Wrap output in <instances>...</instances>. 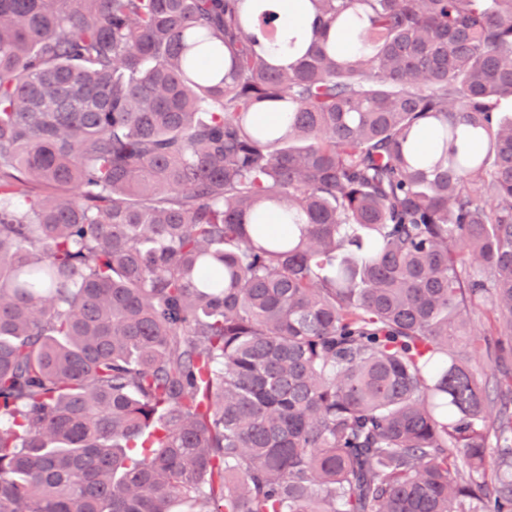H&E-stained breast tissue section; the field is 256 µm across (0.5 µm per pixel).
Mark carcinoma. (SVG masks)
<instances>
[{"instance_id":"cac0c4a2","label":"carcinoma","mask_w":512,"mask_h":512,"mask_svg":"<svg viewBox=\"0 0 512 512\" xmlns=\"http://www.w3.org/2000/svg\"><path fill=\"white\" fill-rule=\"evenodd\" d=\"M243 2L0 0V512H512V0ZM303 1L301 0H283L279 5L280 22L283 26H296L303 21H308V17L302 10Z\"/></svg>"}]
</instances>
